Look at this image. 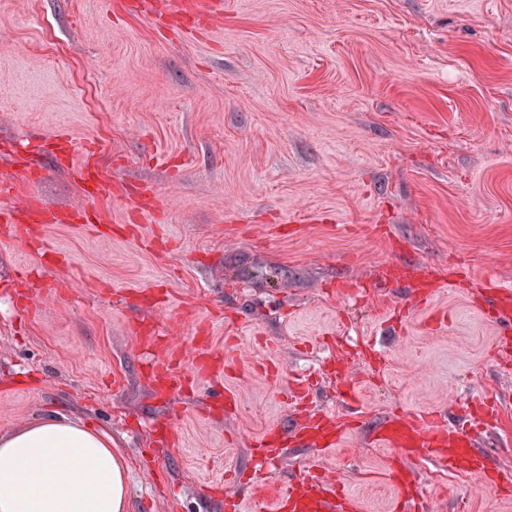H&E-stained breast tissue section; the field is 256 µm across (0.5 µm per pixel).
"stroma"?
<instances>
[{
  "mask_svg": "<svg viewBox=\"0 0 512 512\" xmlns=\"http://www.w3.org/2000/svg\"><path fill=\"white\" fill-rule=\"evenodd\" d=\"M127 2L0 0V207L38 196L74 215L41 243L0 240V434L57 415L108 432L128 512H274L285 470L314 459L361 512H395L394 451L367 425L489 400L483 447L512 471V369L471 298L489 278L512 289V0H224L195 37ZM84 163L155 190L138 234L124 197L87 196ZM96 213L111 240L82 228ZM41 248L67 266L39 265ZM407 259L448 281L379 364L369 342L406 299L374 283ZM206 349L222 384L192 375ZM162 356L181 380L158 396ZM306 374L340 440L254 467ZM407 466L423 512H512L464 473Z\"/></svg>",
  "mask_w": 512,
  "mask_h": 512,
  "instance_id": "stroma-1",
  "label": "stroma"
}]
</instances>
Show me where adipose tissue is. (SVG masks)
Listing matches in <instances>:
<instances>
[{
    "instance_id": "1",
    "label": "adipose tissue",
    "mask_w": 512,
    "mask_h": 512,
    "mask_svg": "<svg viewBox=\"0 0 512 512\" xmlns=\"http://www.w3.org/2000/svg\"><path fill=\"white\" fill-rule=\"evenodd\" d=\"M109 433L50 416L0 435V512H127Z\"/></svg>"
}]
</instances>
